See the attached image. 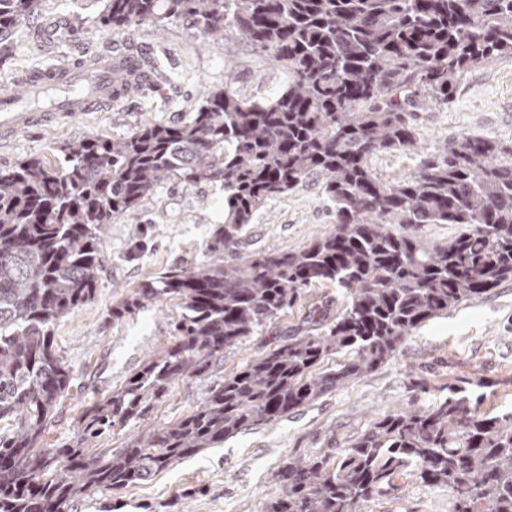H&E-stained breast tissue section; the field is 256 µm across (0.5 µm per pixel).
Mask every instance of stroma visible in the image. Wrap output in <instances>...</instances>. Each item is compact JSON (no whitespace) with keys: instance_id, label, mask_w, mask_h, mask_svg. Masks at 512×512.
<instances>
[{"instance_id":"obj_1","label":"stroma","mask_w":512,"mask_h":512,"mask_svg":"<svg viewBox=\"0 0 512 512\" xmlns=\"http://www.w3.org/2000/svg\"><path fill=\"white\" fill-rule=\"evenodd\" d=\"M100 0H41L33 22L23 24L9 54L0 58V92L14 88L22 70L45 69L100 53H133L155 60L164 72L154 87L112 107L81 112L60 125L22 133L0 145V168L29 157L64 162L65 144L91 135L122 137L154 122L182 124L207 93L233 72L243 96L272 98L286 76L244 47L225 51L208 44L186 23L157 31L136 25L111 32L96 20ZM54 22L59 39L37 41L34 22ZM419 149L374 156L370 166L381 182L413 174L422 160L464 135L489 138L512 148V56H500L464 74L451 100L419 113ZM224 223V192L219 184L164 181L135 208L110 224L102 245L99 287L92 301L54 325V347L68 365L72 382L43 442L51 448L73 441L82 413L135 372L157 349L170 344L183 313L179 300L146 303L115 319L114 306L158 273L190 270L208 257L214 231ZM335 209L318 183L309 182L254 213L234 252L225 261L271 248L294 251L329 232ZM344 297L332 286H315L270 324L227 352L223 362L199 379L179 381L146 422L168 426L190 413L209 389L250 359L289 337L318 328L333 317ZM472 388L489 415L512 411V280L448 314L415 329L394 356L372 372L325 394L281 419L246 427L220 447L208 448L172 464L152 479L117 494L81 504L77 512H257L279 492L274 473L288 456H312L349 447L384 415L408 406L426 407L448 393L449 385ZM447 491L403 474L370 505V512H452Z\"/></svg>"}]
</instances>
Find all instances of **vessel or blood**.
<instances>
[{"instance_id": "vessel-or-blood-1", "label": "vessel or blood", "mask_w": 512, "mask_h": 512, "mask_svg": "<svg viewBox=\"0 0 512 512\" xmlns=\"http://www.w3.org/2000/svg\"><path fill=\"white\" fill-rule=\"evenodd\" d=\"M152 82L133 54L89 60L29 73L20 94H0V143L34 127L51 126L76 112H90L124 98L131 87Z\"/></svg>"}]
</instances>
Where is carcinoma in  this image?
Instances as JSON below:
<instances>
[{"mask_svg":"<svg viewBox=\"0 0 512 512\" xmlns=\"http://www.w3.org/2000/svg\"><path fill=\"white\" fill-rule=\"evenodd\" d=\"M40 0H0V54ZM114 29L187 21L279 67L271 99L212 91L183 125L65 146L0 170V512H75L146 481L252 424L271 422L386 363L423 322L512 280V150L462 136L384 185L369 161L415 151L418 113L448 101L469 69L512 55V0H102ZM171 178L224 187L210 257L144 282L112 316L163 298L185 313L175 339L80 418L76 440L42 444L71 376L54 323L92 300L106 226ZM315 179L336 225L297 251L224 263L253 214ZM414 224H455L431 242ZM345 295L335 318L249 361L189 415L124 447L93 448L141 419L168 387L199 377L307 288ZM347 354L336 369L319 365ZM448 490L453 512H512V411L484 414L458 387L428 408L375 421L340 455L290 457L258 512H368L395 477Z\"/></svg>","mask_w":512,"mask_h":512,"instance_id":"cac0c4a2","label":"carcinoma"}]
</instances>
